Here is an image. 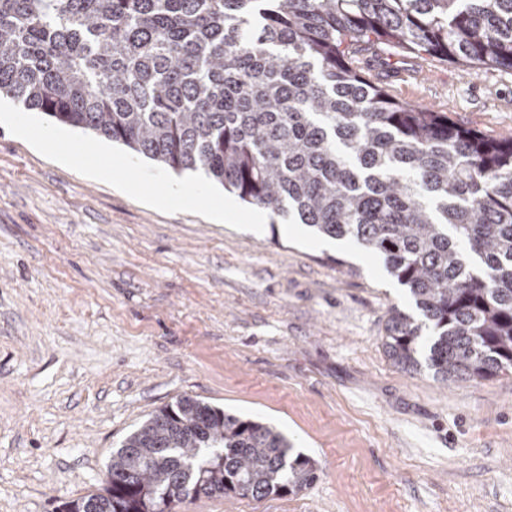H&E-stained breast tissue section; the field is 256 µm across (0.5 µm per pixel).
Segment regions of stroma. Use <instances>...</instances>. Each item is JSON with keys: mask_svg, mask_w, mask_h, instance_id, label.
Masks as SVG:
<instances>
[{"mask_svg": "<svg viewBox=\"0 0 512 512\" xmlns=\"http://www.w3.org/2000/svg\"><path fill=\"white\" fill-rule=\"evenodd\" d=\"M350 56L394 100L512 137V71L385 44ZM0 108L59 137L48 153L0 124V512L101 492L113 451L184 396L275 425L317 479L180 512H512V371L444 383L396 367L386 321L418 311L381 257L303 224L282 234L203 172ZM163 182L194 205L147 201ZM218 196L235 208L223 224L206 214Z\"/></svg>", "mask_w": 512, "mask_h": 512, "instance_id": "1", "label": "stroma"}]
</instances>
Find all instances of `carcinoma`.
I'll list each match as a JSON object with an SVG mask.
<instances>
[{
  "label": "carcinoma",
  "instance_id": "carcinoma-1",
  "mask_svg": "<svg viewBox=\"0 0 512 512\" xmlns=\"http://www.w3.org/2000/svg\"><path fill=\"white\" fill-rule=\"evenodd\" d=\"M390 44L512 69V0H0V96L382 257L431 325L383 346L443 382L512 369V139L395 101L346 54ZM266 422L190 397L125 438L62 512H173L316 479Z\"/></svg>",
  "mask_w": 512,
  "mask_h": 512
}]
</instances>
